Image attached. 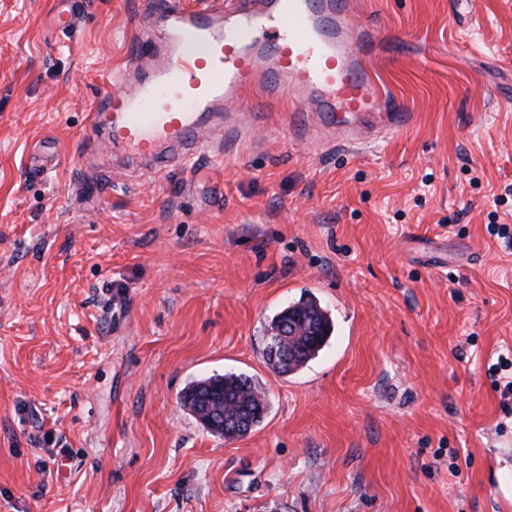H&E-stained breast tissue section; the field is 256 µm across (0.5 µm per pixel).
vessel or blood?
I'll return each instance as SVG.
<instances>
[{
    "label": "vessel or blood",
    "mask_w": 512,
    "mask_h": 512,
    "mask_svg": "<svg viewBox=\"0 0 512 512\" xmlns=\"http://www.w3.org/2000/svg\"><path fill=\"white\" fill-rule=\"evenodd\" d=\"M355 0H212L187 10L165 5L136 27L143 45L131 67L132 92L110 95L94 114L91 133L109 125L107 139L127 161L157 173L171 150L202 145L207 113L225 123L256 112L281 93L297 102L288 125L316 128L344 144L363 141V122L384 131L405 125L408 113L381 103L365 65L371 31L352 22ZM320 108L312 122L308 104Z\"/></svg>",
    "instance_id": "b4317fda"
}]
</instances>
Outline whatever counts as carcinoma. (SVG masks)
Segmentation results:
<instances>
[{"instance_id":"carcinoma-1","label":"carcinoma","mask_w":512,"mask_h":512,"mask_svg":"<svg viewBox=\"0 0 512 512\" xmlns=\"http://www.w3.org/2000/svg\"><path fill=\"white\" fill-rule=\"evenodd\" d=\"M285 326L290 334L279 337L283 347L293 346L297 355L284 358L271 347L265 348L266 364L279 376L300 370L315 359L326 345L333 323L315 297L301 299L273 316L270 331ZM181 406L189 411L210 433L226 439L235 438V424L248 412V428L264 420L269 403L262 385L253 378L226 373L190 383L180 394Z\"/></svg>"}]
</instances>
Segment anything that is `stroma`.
Here are the masks:
<instances>
[{"instance_id": "35a3bbf8", "label": "stroma", "mask_w": 512, "mask_h": 512, "mask_svg": "<svg viewBox=\"0 0 512 512\" xmlns=\"http://www.w3.org/2000/svg\"><path fill=\"white\" fill-rule=\"evenodd\" d=\"M0 0V512H512V0H357L410 121L348 149L225 141L156 177L86 127L154 0ZM317 297L279 376L270 319ZM243 373L227 440L179 403ZM61 3L67 5V8L62 11L66 18L64 21L59 19L55 23V27L58 32L66 35L75 26L76 20L84 11L87 2L86 0H61ZM281 326L287 328V334L290 328V332L294 335L278 336L277 344H282L284 348L291 345L298 354L289 358L282 357L278 345L276 352L271 346L269 347L273 342L269 336L264 353L266 364L279 376L294 373L315 359L326 345L333 330L328 311L313 296L300 299L275 314L270 321V332L279 330ZM493 372L496 373V376H498V379H495V387L496 389L499 388L500 395L503 397V408H506L507 402L506 400L509 399V397L512 396V361H508V358L503 357L500 355L498 357V362L496 366L491 368ZM510 370V376L508 374V371ZM504 372V373H503ZM502 374V376H500ZM503 383V388L501 389V382ZM179 399L181 406L207 431L224 439L237 438L235 424L244 411L248 410V428L251 430L262 423L269 408L262 385L252 377L234 373L194 381L183 390ZM217 417L223 419L222 428L210 424V419Z\"/></svg>"}]
</instances>
